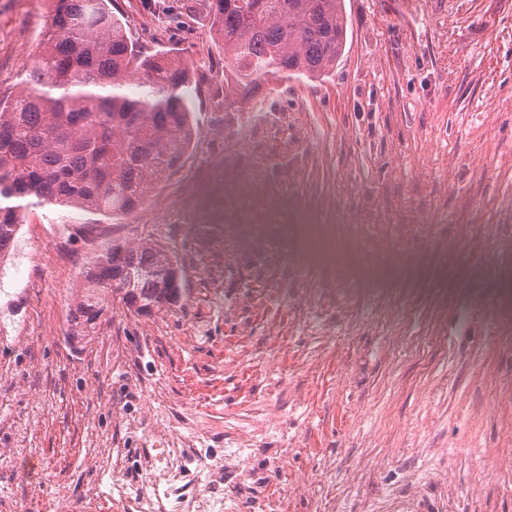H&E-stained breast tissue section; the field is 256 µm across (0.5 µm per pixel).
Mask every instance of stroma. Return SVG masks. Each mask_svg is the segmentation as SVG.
I'll use <instances>...</instances> for the list:
<instances>
[{
    "label": "stroma",
    "mask_w": 512,
    "mask_h": 512,
    "mask_svg": "<svg viewBox=\"0 0 512 512\" xmlns=\"http://www.w3.org/2000/svg\"><path fill=\"white\" fill-rule=\"evenodd\" d=\"M329 76L233 81L207 0H112L183 60L194 149L127 215L23 210L0 259V512H137L181 448L210 512H512V0H344ZM49 0H0V95ZM149 239L176 302L65 340Z\"/></svg>",
    "instance_id": "1"
}]
</instances>
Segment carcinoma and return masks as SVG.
<instances>
[{
	"label": "carcinoma",
	"instance_id": "1",
	"mask_svg": "<svg viewBox=\"0 0 512 512\" xmlns=\"http://www.w3.org/2000/svg\"><path fill=\"white\" fill-rule=\"evenodd\" d=\"M110 0H52L36 65L0 98V258L20 211L56 203L124 214L153 181L178 170L194 141L188 70L166 52L144 55ZM224 61L246 92L264 77L322 79L346 44L343 0H209ZM137 80L140 91H128ZM178 268L146 240L114 244L86 271L69 306L66 340L81 350L117 302L143 315L172 304Z\"/></svg>",
	"mask_w": 512,
	"mask_h": 512
}]
</instances>
